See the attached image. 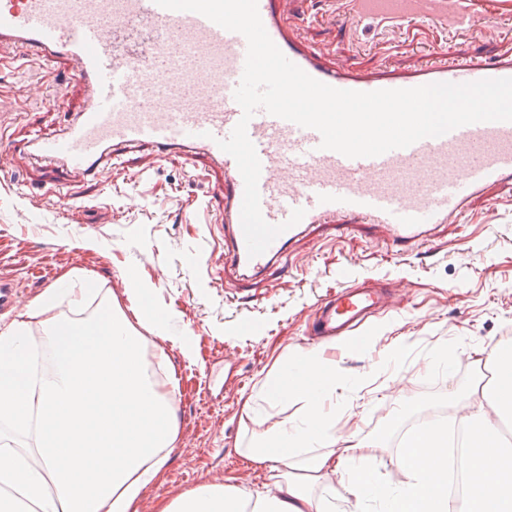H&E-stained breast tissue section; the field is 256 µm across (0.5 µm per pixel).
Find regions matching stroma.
Masks as SVG:
<instances>
[{
    "mask_svg": "<svg viewBox=\"0 0 512 512\" xmlns=\"http://www.w3.org/2000/svg\"><path fill=\"white\" fill-rule=\"evenodd\" d=\"M315 2L316 19L292 27V35L355 70L403 73L434 48L483 61L512 51V28L502 23L512 17V0H460L473 17L461 32L440 22L352 23V0ZM18 56L0 45V140L16 145L0 157V279L17 285L24 305L69 271L73 287L108 289L120 272L134 270L153 286L144 306L174 308L175 334L198 348L200 363L191 369L178 350L166 351L164 368L181 377L182 438L149 496L166 499L226 479L262 489L271 471L248 461L244 448L276 420L302 414L300 403L271 401L264 383L319 343L342 383L325 401L337 430L381 442L365 450L359 468L379 484L403 486L408 477L391 440L400 422L465 395L481 359L512 346V185L475 199L461 223L402 254L365 236L312 234L248 287L219 268L223 247L208 238L220 233L222 185L200 177L197 163L171 155L151 164L133 152L108 182L53 185L21 145L66 126L82 89L65 62L21 64ZM59 86L66 93L58 98ZM89 237L100 251L75 254L74 244ZM206 243L211 264L192 265ZM363 283L394 292L367 326L373 346L313 336L318 307L342 285Z\"/></svg>",
    "mask_w": 512,
    "mask_h": 512,
    "instance_id": "stroma-1",
    "label": "stroma"
}]
</instances>
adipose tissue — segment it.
Wrapping results in <instances>:
<instances>
[{
    "label": "adipose tissue",
    "instance_id": "adipose-tissue-1",
    "mask_svg": "<svg viewBox=\"0 0 512 512\" xmlns=\"http://www.w3.org/2000/svg\"><path fill=\"white\" fill-rule=\"evenodd\" d=\"M121 291H71L70 303L99 304L86 318L55 315L62 289L49 288L19 318L0 321V512H323L313 491L324 474L340 473L350 494L349 512H361L359 499L370 481L348 462L370 448L371 440L340 435L325 411L323 395L336 387V372L325 369L320 348L301 355L314 369V383H281L279 401L296 399L304 413L281 420L260 443L246 449L254 463L275 471L265 490L209 483L144 507L145 489L162 477L179 438L174 406L180 390L175 373L165 382L151 374L164 345L180 348L187 362L196 351L187 337L173 333L175 311L136 314L129 322L116 309L118 297L137 306L150 292L134 272L122 276ZM148 336H140L136 325ZM44 334L51 367L42 375L28 368L26 338ZM492 384L473 388L468 405L449 400L458 426L472 438L468 453L471 487L460 499L447 491L450 433L436 428L415 434L402 458L410 483L386 492L389 512H512V442L498 423L512 419V353L495 356ZM297 448L316 449L298 460Z\"/></svg>",
    "mask_w": 512,
    "mask_h": 512
}]
</instances>
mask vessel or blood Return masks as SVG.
<instances>
[{
  "mask_svg": "<svg viewBox=\"0 0 512 512\" xmlns=\"http://www.w3.org/2000/svg\"><path fill=\"white\" fill-rule=\"evenodd\" d=\"M304 0H258L276 46L311 77L332 87L371 92L437 82L512 78V54L494 61L438 60L397 74L327 65L288 35ZM357 18L456 19L448 0H354ZM0 44L30 60L67 61L86 97L68 126L24 143V151L67 185L102 180L122 156L139 151L205 159L223 177L224 272L246 283L286 259L310 231H366L409 249L459 221L470 203L512 183V122H480L422 139L377 157L348 158L321 148L319 132L257 110L247 133L261 162L264 219L284 225L261 255L249 257L241 224L244 183L219 140L242 116L234 99L247 41L205 16L163 8L155 0H0ZM304 209L296 225L288 220ZM374 288L347 287L321 305L316 328L340 336L385 309Z\"/></svg>",
  "mask_w": 512,
  "mask_h": 512,
  "instance_id": "b4317fda",
  "label": "vessel or blood"
}]
</instances>
